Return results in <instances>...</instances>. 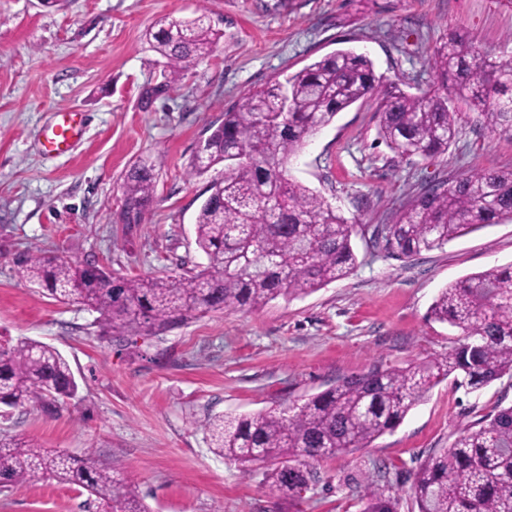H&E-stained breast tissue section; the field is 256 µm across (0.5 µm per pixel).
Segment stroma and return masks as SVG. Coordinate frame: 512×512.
<instances>
[{"mask_svg":"<svg viewBox=\"0 0 512 512\" xmlns=\"http://www.w3.org/2000/svg\"><path fill=\"white\" fill-rule=\"evenodd\" d=\"M206 16L220 39L173 88L146 32L161 17ZM481 55L512 60V0H0V346L56 348L79 384L51 406L0 408V437L31 438L76 457L119 464L150 512H360L367 479L417 512L411 485L425 456L455 432L512 405V376L468 391L435 386L391 433L312 463L307 489L268 490L269 466L242 471L214 455L205 425L307 399L376 365L447 355L461 333L431 318L442 288L512 264V221L407 258L374 245L421 185L512 168V135L478 121L449 96L458 134L447 153L403 158L377 136V103L339 112L288 163L292 179L355 224L357 261L346 279L254 310L215 312L157 337L103 339L99 315L63 305L22 281L21 252L95 262L123 277L180 276L204 263L195 218L223 166L191 172L198 144L248 91L340 49L366 54L377 77L419 95L434 87L426 60L449 34ZM77 112L83 133L49 151L57 113ZM156 163L142 223L121 220L123 178ZM87 492L48 477L0 486V512H86Z\"/></svg>","mask_w":512,"mask_h":512,"instance_id":"35a3bbf8","label":"stroma"}]
</instances>
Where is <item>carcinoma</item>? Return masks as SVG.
Masks as SVG:
<instances>
[{"instance_id":"carcinoma-1","label":"carcinoma","mask_w":512,"mask_h":512,"mask_svg":"<svg viewBox=\"0 0 512 512\" xmlns=\"http://www.w3.org/2000/svg\"><path fill=\"white\" fill-rule=\"evenodd\" d=\"M165 59L164 81L144 89L148 99L179 82L209 58L217 40L199 15L162 19L149 32ZM428 63L437 84L456 95L484 124L512 132V65L478 53L454 33ZM379 101L378 137L396 154L428 159L455 141L456 112L438 92L412 95L381 85L372 61L352 50L326 55L285 81L271 80L224 111L192 171L224 165L196 217V245L206 263L177 278L96 275L54 253L16 258L18 274L63 304L100 315L103 337L158 336L211 312L259 309L282 297L308 295L346 278L356 263L355 225L288 174V161L321 128L354 103ZM156 164L140 161L124 177L126 224L142 223L155 189ZM512 220V169L442 180L419 191L392 224L376 229L385 247L405 257L440 248L471 230ZM431 315L461 330L448 355L405 368L376 367L351 375L303 403L252 415H216L205 430L213 453L248 467L273 466L270 494L292 497L308 485L312 461L365 448L399 426L443 379L480 390L512 374V265L471 274L441 289ZM78 383L55 348L25 340L0 348V405L73 398ZM50 476L86 490L112 512H148L117 464H99L48 451L30 441L0 439V483ZM418 512H512V406L458 430L448 448L427 455L414 476ZM362 512H399L390 488L369 482Z\"/></svg>"}]
</instances>
